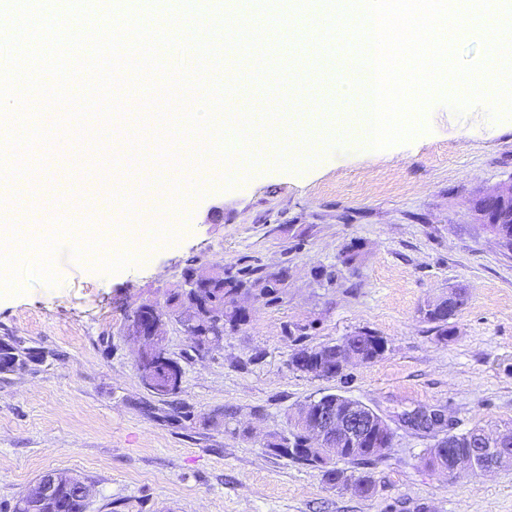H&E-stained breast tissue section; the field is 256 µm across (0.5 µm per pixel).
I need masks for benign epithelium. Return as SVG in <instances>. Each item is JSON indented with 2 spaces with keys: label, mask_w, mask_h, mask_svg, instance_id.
<instances>
[{
  "label": "benign epithelium",
  "mask_w": 512,
  "mask_h": 512,
  "mask_svg": "<svg viewBox=\"0 0 512 512\" xmlns=\"http://www.w3.org/2000/svg\"><path fill=\"white\" fill-rule=\"evenodd\" d=\"M480 198L494 206L496 223L512 224V185L506 188H492L484 191ZM207 281L201 272L186 268L183 270L181 290L195 292L197 303L194 307L207 308L204 288ZM467 295L460 288L448 290V294L434 301V307L440 313L453 318L465 306ZM163 319L152 317L149 309L128 321L127 334L136 340L148 339L150 344L139 349V367L143 371H152L157 365H163L170 372L171 381L179 384L182 381V369L177 362L166 354L165 337L161 336ZM346 363L364 362V344L356 339H349L343 345ZM415 421L427 425V431L443 430L444 420L436 412L422 410L414 415ZM299 422L308 428L310 437L319 446L335 455L343 451L346 444L354 448L370 446L385 451L390 446L393 432L389 425L364 404L353 403L344 410H334L318 404L316 401L307 403L299 415ZM474 451L467 455H459L448 461V448L439 442L433 449L434 467L449 474H463L478 470L486 473L493 466L486 459H493L498 465L512 461V441L499 436L493 440L484 434L471 439ZM61 481L54 472H45L37 477L30 487V496L20 503L21 512H49L52 507L56 490Z\"/></svg>",
  "instance_id": "7a95c632"
}]
</instances>
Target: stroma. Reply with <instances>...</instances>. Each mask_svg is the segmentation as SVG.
Segmentation results:
<instances>
[{"instance_id":"stroma-1","label":"stroma","mask_w":512,"mask_h":512,"mask_svg":"<svg viewBox=\"0 0 512 512\" xmlns=\"http://www.w3.org/2000/svg\"><path fill=\"white\" fill-rule=\"evenodd\" d=\"M261 23L285 80H252L249 62L231 49L222 70L235 73L236 95L252 111L277 101L287 113L302 82L317 111H333L334 86L358 64L349 32L328 51L306 42L302 70L289 64L288 17ZM426 122L428 132L375 153L348 135L344 148L321 150L298 171L263 166L232 189L220 181L187 188L160 217L186 232L117 269L81 260L64 225L93 222L108 232L126 223L108 195L113 177L131 192L145 168L180 181L182 154L113 156L81 144L62 158L55 127L48 141L17 152L30 171L0 176V188L32 199L33 183L45 181L70 205L33 199L47 236L20 263L18 286L0 294V340L43 355L0 374V512L46 471L85 480L87 512H512V466L439 473L424 461L434 436L404 420L427 408L442 411L457 434L512 429V252L471 212L483 191L512 184V118L483 108L459 115L438 102ZM348 246L358 257L340 264ZM190 262L203 271L284 269L288 279L281 303L249 301V322L206 349L166 318V351L183 381L179 393L160 397L139 378L127 319L139 304L165 306ZM451 288L464 289L467 303L444 340L421 310ZM365 330L386 343L374 362L335 378L290 364L297 349ZM325 393L362 402L394 433L384 459L346 467L371 477L369 496L331 487L320 468L264 446L267 434L290 435L300 408Z\"/></svg>"}]
</instances>
